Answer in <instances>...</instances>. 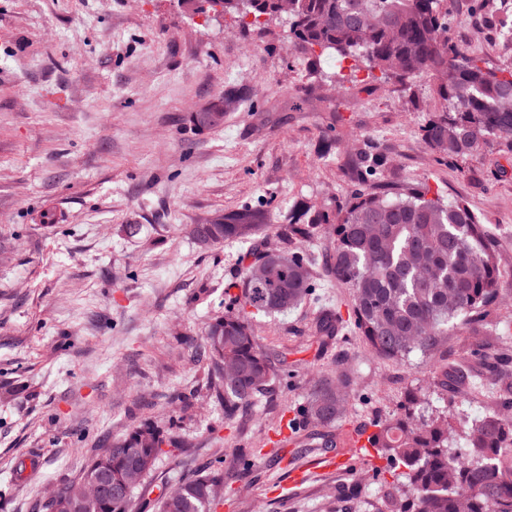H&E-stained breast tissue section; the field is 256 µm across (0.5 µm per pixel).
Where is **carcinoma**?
Instances as JSON below:
<instances>
[{"label": "carcinoma", "instance_id": "1", "mask_svg": "<svg viewBox=\"0 0 512 512\" xmlns=\"http://www.w3.org/2000/svg\"><path fill=\"white\" fill-rule=\"evenodd\" d=\"M198 12L221 8L245 24L252 18L288 17V39L317 58L352 61L351 71L395 79H425L438 106L422 127L428 147L443 159L464 161L486 149L512 152V112L501 110L512 94V65L491 68L449 36L448 0H178ZM260 215L244 207L219 224H190L187 233L211 248L226 240L251 242ZM330 238L326 267L336 285L351 290L352 330L381 358L402 359L434 349L460 317L493 303L499 281L493 239L464 201L446 202L417 182L389 195L353 193L335 217L300 206L281 239ZM245 273L241 294L209 319L201 342H189L205 362L211 396L233 420L266 393L278 373L272 355L254 335L251 319L276 315L314 297L313 262L282 247L260 245ZM342 316L323 308L313 325L320 345L337 334ZM348 383L321 378L288 420L280 443H296L313 429L346 413ZM377 457L398 472L385 505L389 512H512V413L490 412L472 421L437 407L417 411L405 395L398 411L369 439ZM177 442L161 426L144 422L127 429L112 447L98 450L82 475L57 490L44 512H133L135 492L151 476L163 446ZM121 494L104 497L89 488L102 474ZM224 501V473L195 472L178 493L157 498L156 512H215Z\"/></svg>", "mask_w": 512, "mask_h": 512}]
</instances>
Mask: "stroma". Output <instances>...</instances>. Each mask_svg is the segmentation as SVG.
<instances>
[{
    "instance_id": "obj_1",
    "label": "stroma",
    "mask_w": 512,
    "mask_h": 512,
    "mask_svg": "<svg viewBox=\"0 0 512 512\" xmlns=\"http://www.w3.org/2000/svg\"><path fill=\"white\" fill-rule=\"evenodd\" d=\"M476 5L450 0L456 44L489 66L512 64V45ZM329 67L289 41L283 20L243 27L177 0H0V512H37L96 448L143 422L179 447L137 491L140 512L186 474L217 467V512H382L395 476L353 437L411 390L469 421V405L502 408L512 390V153L439 158L422 139L427 81L407 90L360 70L340 85L324 77ZM231 90L239 104L223 126L189 129L188 113ZM411 94L418 108L406 106ZM364 148L388 160L377 191L423 181L469 205L498 244V297L402 360L377 357L346 328L318 351L321 303L350 300L335 285L320 301L255 316L260 344L291 371L226 426L188 342L240 293L251 245L204 249L183 227L248 206L264 214L261 240L277 243L297 205L336 214L360 186ZM47 210L62 222L44 224ZM444 363L475 391L444 380ZM344 373L346 417L275 450L276 425L311 382Z\"/></svg>"
}]
</instances>
